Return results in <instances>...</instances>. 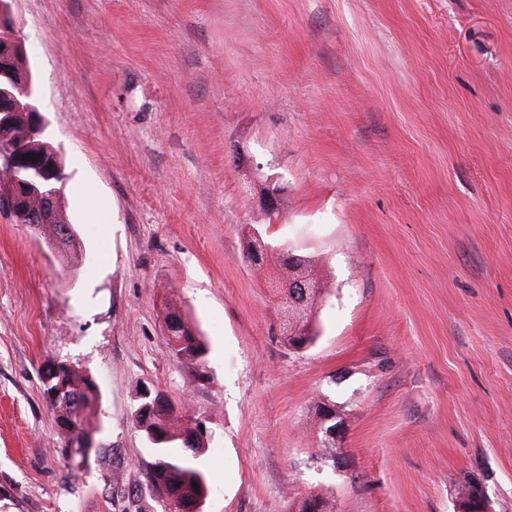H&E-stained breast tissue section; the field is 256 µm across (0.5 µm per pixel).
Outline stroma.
<instances>
[{"mask_svg": "<svg viewBox=\"0 0 512 512\" xmlns=\"http://www.w3.org/2000/svg\"><path fill=\"white\" fill-rule=\"evenodd\" d=\"M11 9L79 246L0 215V512H169L149 391L207 430L201 512H459L471 481L512 512V0ZM259 226L321 288L306 349L287 267L245 257ZM170 305L202 362L173 356ZM61 361L99 385L117 484L61 448Z\"/></svg>", "mask_w": 512, "mask_h": 512, "instance_id": "stroma-1", "label": "stroma"}]
</instances>
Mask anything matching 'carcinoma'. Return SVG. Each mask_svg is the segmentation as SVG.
<instances>
[{"mask_svg":"<svg viewBox=\"0 0 512 512\" xmlns=\"http://www.w3.org/2000/svg\"><path fill=\"white\" fill-rule=\"evenodd\" d=\"M5 132L14 140H24L29 149L28 155L39 159L55 158L57 161L56 180L59 191H64L68 176L59 152L46 140L45 134L33 130L28 113L19 111ZM43 204L37 196L29 199L28 210L21 213L15 220L17 224H41L40 215ZM45 230L50 236L67 240L73 236L72 225L66 223L60 214V206H54L51 218L47 221ZM275 250V245L267 241L261 232H256L249 241L247 249L248 262L254 266L262 263L265 255ZM305 261L298 255L288 257L289 268L295 273L282 285L285 298L295 297L299 292L298 281L301 274L298 270ZM164 325L171 338V349L178 358H198L206 350L204 341L183 311L170 306L165 311ZM313 339L306 323L297 327V335L287 337L288 344L297 350L305 348ZM43 381L50 382L44 387V393H49L58 383L69 384V399L57 404L52 398H47L50 405L58 414L56 417L68 416L70 423L60 424V427L71 432L72 437L62 444L65 450H71V442L78 443L94 439L95 428L92 426L91 415L96 409L100 391L96 379L87 370L60 362L49 367L43 376ZM137 425L144 429L153 461L150 479L154 487L167 496L174 512H200V505L209 492V479L199 462L201 449L205 447L204 437L197 433L195 421L177 412L173 404L158 392L139 407L135 416ZM199 490H194V486Z\"/></svg>","mask_w":512,"mask_h":512,"instance_id":"carcinoma-1","label":"carcinoma"}]
</instances>
